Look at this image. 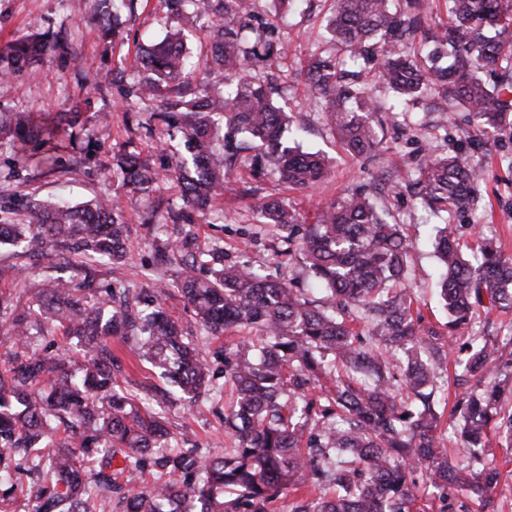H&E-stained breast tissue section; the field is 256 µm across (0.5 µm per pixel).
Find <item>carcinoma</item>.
<instances>
[{"label": "carcinoma", "instance_id": "cac0c4a2", "mask_svg": "<svg viewBox=\"0 0 512 512\" xmlns=\"http://www.w3.org/2000/svg\"><path fill=\"white\" fill-rule=\"evenodd\" d=\"M134 0H98L101 38L124 40L120 14ZM192 0H169L191 27ZM212 45L191 64L184 30L168 32L144 49L146 76L135 96L160 102L159 118L179 129L184 151L167 153L158 167L126 146L112 162L86 151L85 163L116 175L121 185L147 193L175 180L187 208L202 210L224 194L232 158L254 152L251 165L272 166L290 187L322 180L328 161L283 141L288 113L272 102L277 76L252 74L288 55L275 11L258 13L256 0H210ZM446 21L413 56L396 47L416 32L419 17L392 10L390 0H334L326 20L330 40L345 55L313 56L303 67L308 96L338 139L355 155L377 147V106L368 85L395 94L402 112L424 92L477 119L472 141L512 123V0H445ZM45 36L21 38L0 51V77L38 63ZM362 63L358 72L349 65ZM493 78L489 85L484 76ZM81 112L54 115L0 113V136L18 135L20 166L60 168L59 151L74 147ZM416 185L436 214L469 204L485 172L455 154L423 157ZM263 223L295 241L299 217L279 200L253 204ZM175 239L159 250L176 267L181 289L207 336L245 331L209 360L167 313V291L154 288L131 299L124 288L95 286L96 265L125 262L131 249L119 205L107 198L56 206L35 203L23 224L0 218V246L30 252L74 271L48 276L37 303L11 309L0 355V506L28 496L29 512H224V494L262 512L282 490L302 482L330 486L331 497L304 501L292 512H413L421 489L440 492V512H470L457 492L486 509L501 495L502 473L485 455L490 437L512 447V358L498 341L466 335L478 312L512 310V259L487 238L462 252L457 228L436 227L441 271L439 296L448 311V335L426 328L405 287L410 243L362 193L324 208L299 242L314 276L308 288L246 266L226 265L219 249L194 246L192 216L169 214ZM86 361L66 363L35 337L57 333ZM134 340L168 386L145 398L121 381L112 338ZM460 343L457 386L464 388L450 414L457 438L449 454L438 435L437 370L447 348ZM222 377L235 398L224 427L237 442L224 454L197 447L171 450L165 409L194 401ZM148 474L151 485L133 495L130 483Z\"/></svg>", "mask_w": 512, "mask_h": 512}]
</instances>
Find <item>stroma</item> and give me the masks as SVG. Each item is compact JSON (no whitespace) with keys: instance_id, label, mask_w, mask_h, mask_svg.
Returning <instances> with one entry per match:
<instances>
[{"instance_id":"stroma-1","label":"stroma","mask_w":512,"mask_h":512,"mask_svg":"<svg viewBox=\"0 0 512 512\" xmlns=\"http://www.w3.org/2000/svg\"><path fill=\"white\" fill-rule=\"evenodd\" d=\"M94 4L95 0H0V47L31 33L57 38L44 61L0 79V112H65L76 105L83 114L75 130V148L60 153L63 168L59 171L17 166L12 139L0 138V205L13 209V221L22 223L28 214L18 207L16 194L20 191L36 200L119 196L134 247L127 265H100L98 282L133 290L152 287L159 280L169 282L165 306L185 330L195 334L198 320L173 288V271L156 262V253L170 238L172 226L144 221L151 211L180 206L177 183L165 180L152 192L129 193L119 181L103 180L94 165L78 164L73 159L77 148L94 150L100 160L108 161L126 142L133 143L146 157L154 156L160 144L179 145V136L151 120L146 104L134 95L144 75L138 45L162 39L177 20L167 0H137L134 14L124 18L126 40L108 48L100 38ZM330 7L329 0H301L297 10L285 15L282 26L290 52L280 68L288 91L273 99L276 106L292 113L303 148L330 158L327 177L310 189L287 190L274 175L257 176L249 165L236 164L223 198L210 203L197 219L194 231L198 244L203 248L220 245L225 263L260 266L267 274L296 278L305 288L310 276L304 265L289 256L288 244L277 240L267 225L258 223L252 198L244 197V189H253L260 198L283 200L306 224L312 222L318 208L351 191L366 190L376 207L387 211L411 240L410 291L426 325L446 333L448 316L438 294V260L428 240L429 229L440 219L404 186L417 179L418 162L430 150L475 159L485 168L486 177L474 204L452 214L450 221L462 226L465 240L493 238L504 255L512 257V168L501 161L502 156L512 154V127L482 145H473L468 135L474 122L472 113L459 110L441 117L439 100L427 95L410 102L407 111L383 113L377 129L380 145L374 154L351 155L337 142L321 104L309 101L299 76L302 64L311 56L337 52L324 30ZM48 274L45 262L20 257L10 247L0 248V290L19 297L21 305L35 303L39 284ZM229 397L228 388L220 385L211 398L169 407L165 417L175 436L173 449L196 446L206 452H220L228 443L223 416Z\"/></svg>"}]
</instances>
